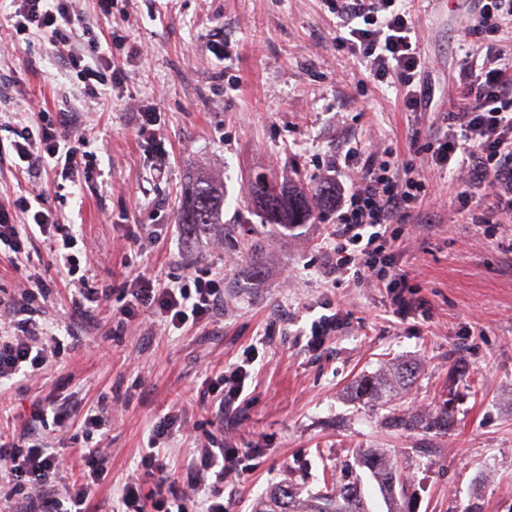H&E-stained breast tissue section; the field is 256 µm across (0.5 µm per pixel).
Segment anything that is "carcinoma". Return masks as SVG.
<instances>
[{
	"label": "carcinoma",
	"mask_w": 512,
	"mask_h": 512,
	"mask_svg": "<svg viewBox=\"0 0 512 512\" xmlns=\"http://www.w3.org/2000/svg\"><path fill=\"white\" fill-rule=\"evenodd\" d=\"M256 198L275 224H305L312 217L321 216L334 206L333 193L327 185L317 187L312 193L295 189L285 194L274 186L259 182ZM223 207L224 190L206 182H198L185 196L178 215V223L186 226L189 233L206 230L217 223L218 213ZM384 389V383L378 378L367 376L358 382L355 397L359 401L372 403L382 397ZM356 458L358 463L368 467L377 476L381 489L386 493L393 494L397 485L401 486L400 492H405L404 482L399 480L393 459L371 451H358ZM314 499L316 505L310 512H365L364 500L354 481L339 486L332 494H317ZM257 512L304 510L301 509L299 493L287 486L270 494L269 498L260 504Z\"/></svg>",
	"instance_id": "cac0c4a2"
}]
</instances>
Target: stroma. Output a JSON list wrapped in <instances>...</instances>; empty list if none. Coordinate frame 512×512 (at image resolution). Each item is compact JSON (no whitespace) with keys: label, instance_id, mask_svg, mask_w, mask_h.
<instances>
[{"label":"stroma","instance_id":"35a3bbf8","mask_svg":"<svg viewBox=\"0 0 512 512\" xmlns=\"http://www.w3.org/2000/svg\"><path fill=\"white\" fill-rule=\"evenodd\" d=\"M405 5L417 16L434 96L424 112L405 111L394 84L368 78L336 48L323 0H115L106 15L97 0H78L122 69L94 102L47 39H17L14 8L0 0V143L43 107L68 110L73 130L106 146L96 183L60 190L52 173L20 175L0 161V199L46 190V208L87 249L88 287L112 291L91 317L72 314L78 281L51 265L48 240L33 237L26 272L52 290L38 320L66 350L51 368L0 388V414L20 422L51 394H75L87 409L111 405L102 441L111 467L89 512H118L123 485L141 474L142 450L169 412L179 419L158 453L180 482L197 442L238 452L243 470L224 483V512H254L288 484L305 498L325 492L351 467L370 512H512V214L467 223L448 174L425 169L447 205L436 216L421 209L404 227L399 262L415 271L425 306L401 314L386 289L334 284L330 220L268 223L254 194L258 178L318 185L323 162L351 146L389 144L406 157L412 135L437 134L466 52L486 42L458 41L473 0ZM114 33L121 42H111ZM146 108L153 124L145 128ZM202 178L223 188L224 209L214 231L190 236L177 213ZM141 264L163 280L189 266L223 274V307L209 324L180 330L150 308L119 323L124 278ZM23 273L0 253L5 298H19ZM336 312L343 328L308 347L312 321ZM242 362L251 372L245 390L223 426L213 425L199 393ZM403 363L416 371L409 387L385 404L355 400L360 377ZM412 416L418 426H406ZM359 449L395 457L405 499L392 502L357 466Z\"/></svg>","mask_w":512,"mask_h":512}]
</instances>
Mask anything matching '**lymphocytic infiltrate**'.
<instances>
[{
    "mask_svg": "<svg viewBox=\"0 0 512 512\" xmlns=\"http://www.w3.org/2000/svg\"><path fill=\"white\" fill-rule=\"evenodd\" d=\"M15 33L40 35L65 52L68 68L83 83L88 96H96L115 75L111 57L100 50L98 36L73 0H12ZM342 31L336 46L347 50L360 67L378 82L396 84L407 111L421 112L431 100L421 90L425 59L411 35L417 22L401 0H327ZM512 23V0H478L463 25L465 36L491 37ZM464 103L445 112L444 129L422 146L413 158L399 160L391 147L378 146L367 158L347 151L342 160L328 164L327 180L336 184V243L332 266L337 274L368 280L373 287L390 289L398 309L416 308L415 276L397 263L403 238L399 231L429 196L419 173L420 164L452 174L460 187V211L474 224L493 223L497 214L512 212V57L487 46L484 55L470 54L459 74ZM64 113L34 112L27 126L9 146L0 145V157L11 159L15 169L29 172L53 166L61 177L81 172L92 176L96 152L85 139L70 140ZM26 216L13 221L14 211ZM53 239L54 259L69 275L81 269L74 253L76 239L69 225L53 218L41 197H18L12 206L0 205V248L25 267L30 261L27 244L32 236ZM131 300L120 314L130 320L140 308L154 309L173 328L209 323L224 302V290L208 273L191 270L162 282L147 270L132 271L125 281ZM49 291L41 282L31 283L18 301L8 306L9 322L0 335V383L42 369L64 350L63 342L40 323L39 303ZM249 372L245 366L228 367L204 391L216 414L240 398ZM83 471L62 496L43 490L67 471L69 460L62 449L30 443L27 437L0 445V479L5 487L0 499L21 504L23 512H87L92 489L108 474L109 457L99 447L81 451ZM236 455L223 445L201 450V470L191 493L178 490L177 480L154 448L144 449L141 463L152 477L151 489L139 480L124 484L122 512H224V476L235 468Z\"/></svg>",
    "mask_w": 512,
    "mask_h": 512,
    "instance_id": "lymphocytic-infiltrate-1",
    "label": "lymphocytic infiltrate"
}]
</instances>
